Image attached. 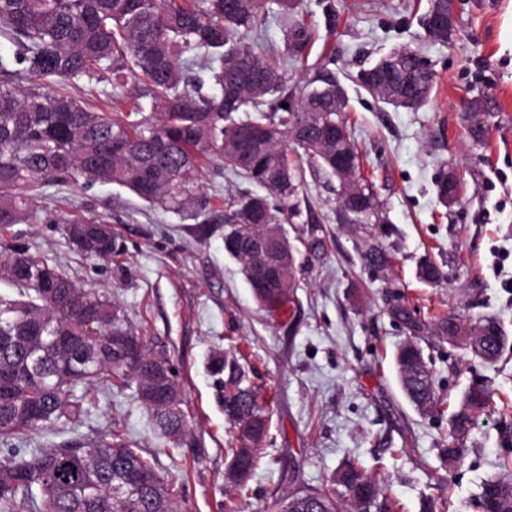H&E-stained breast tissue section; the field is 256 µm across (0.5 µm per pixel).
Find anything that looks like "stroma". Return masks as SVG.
I'll return each mask as SVG.
<instances>
[{"label": "stroma", "instance_id": "1", "mask_svg": "<svg viewBox=\"0 0 512 512\" xmlns=\"http://www.w3.org/2000/svg\"><path fill=\"white\" fill-rule=\"evenodd\" d=\"M428 6L301 0L311 50L306 64L290 60L283 71L298 91L316 75L344 86L361 172L373 181L383 221L345 220L339 180L307 171L301 215L286 226L297 247V286L286 314L258 306L239 264L224 252L223 225L150 208L116 184L36 191L32 217L0 239L28 244L78 285L116 302L129 329L166 349L183 369L191 425L173 453L132 392L105 393L88 415L24 439L23 448L119 426L164 477L183 481L185 512H280L289 494L331 490L347 458L383 481L369 512H422L424 500L439 495L446 498L442 512H474L482 483L499 474L512 449V341L486 364L433 331L409 332L391 309L407 304L422 322L447 313L466 327L492 315L512 338V0H458L457 28L445 44L425 35ZM404 46L435 73L427 103L415 110L383 104L356 81L360 70ZM475 97L491 104L480 143L465 131L466 104ZM449 170L458 175L459 193L446 207L436 183ZM65 197L81 212L109 215L122 256L88 257L62 225L46 221ZM374 242L393 255L387 270L367 265L364 253ZM427 260L442 271L433 286L418 277ZM412 339L432 361L441 413L421 415L400 390L394 353ZM235 345L270 408L267 441L241 491L225 479L233 433L208 370L212 356ZM476 380L491 388L495 406L475 418L467 455L441 479L448 414Z\"/></svg>", "mask_w": 512, "mask_h": 512}]
</instances>
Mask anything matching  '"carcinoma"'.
I'll use <instances>...</instances> for the list:
<instances>
[{
    "label": "carcinoma",
    "mask_w": 512,
    "mask_h": 512,
    "mask_svg": "<svg viewBox=\"0 0 512 512\" xmlns=\"http://www.w3.org/2000/svg\"><path fill=\"white\" fill-rule=\"evenodd\" d=\"M274 2L294 17L284 49L308 58L312 34L297 16L301 0H0V229L30 216L31 192L43 187L95 183L125 187L152 207L185 213L198 224L238 223L224 229V250L239 262L255 301L275 310L296 287L294 267L264 264L249 255L257 231L279 234L288 255L295 248L284 224L301 215L302 159L343 179L359 191L361 208L345 214L357 224H380V204L359 175V156L347 125L348 96L324 93L332 77L298 95L272 60V52L245 43L265 24ZM360 87L381 102L417 109L429 98L434 73L413 51L391 85L360 72ZM106 83L112 98L139 97L129 111L98 112L71 95L79 86ZM287 103L282 107L281 103ZM489 101L478 99L467 133L480 143V115ZM260 186L267 194L240 192L217 208L204 192L210 166ZM288 172V185L267 178L270 168ZM55 222L81 252L102 260L121 254L109 216L59 215ZM365 257L384 270L392 256L380 244ZM0 278L16 295H0V512L17 503L29 512H181L180 493L119 429L61 445L48 443L27 458L17 448L22 435L38 436L88 411L100 392L134 390L153 425L172 449L189 428L180 371L169 352L124 326L114 302L76 285L54 264L15 241L0 250ZM396 317L416 333L421 325L406 305ZM70 338L59 348L51 337ZM466 346L484 362L498 359L506 336L487 317L471 329ZM395 365L404 395L416 410H434L438 396L423 349L408 341L397 348ZM211 371L222 376L219 403L242 463L235 485L243 489L268 435L267 405L232 355L216 356ZM485 385L472 386L449 417L454 444L442 449V468L452 470L466 454L464 437L476 414L492 407ZM502 474L486 480L475 512H512V451ZM327 493L294 494L282 512H347L368 508L381 480L353 460L332 477Z\"/></svg>",
    "instance_id": "obj_1"
}]
</instances>
